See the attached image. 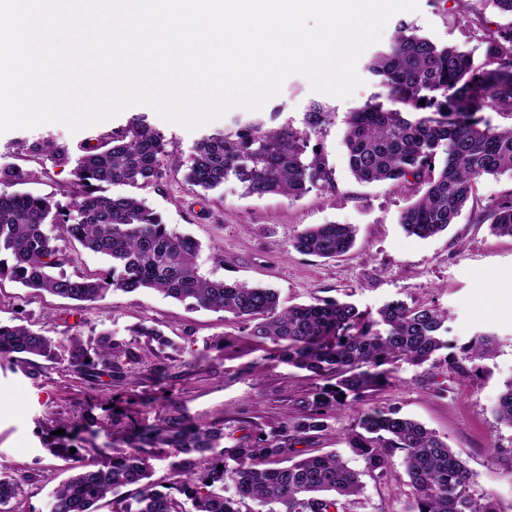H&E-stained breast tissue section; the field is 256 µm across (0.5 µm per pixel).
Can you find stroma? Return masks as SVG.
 Listing matches in <instances>:
<instances>
[{
    "label": "stroma",
    "mask_w": 512,
    "mask_h": 512,
    "mask_svg": "<svg viewBox=\"0 0 512 512\" xmlns=\"http://www.w3.org/2000/svg\"><path fill=\"white\" fill-rule=\"evenodd\" d=\"M416 13L399 20L441 44L469 51L475 64L485 61L484 35L512 25L490 0H419ZM379 92L366 80L350 97L330 98L331 125L312 137L333 171L334 185L315 188L297 200L270 194L245 195L233 181L202 193L184 179L183 165L194 143L206 133L232 127L248 110H231L201 128L187 130L160 122L170 151L168 172L142 197L165 223L202 245L198 263L213 279L238 280L275 288L281 305L304 304L316 298L348 300L365 312H376L392 300L426 304L450 316L448 339L467 343L485 332L496 348L479 373H461L443 365L434 369L400 365L397 372L364 403L342 408L330 418L326 434L297 444L300 456L333 451L348 467L360 471L362 457L347 437L365 413L394 409L436 431L475 475L476 495L493 497L498 512H512V458L497 456L493 446L512 448V429L498 424L494 407L505 381L512 378V238L490 234L488 224L473 222L463 212L457 224L440 235L420 239L407 235L401 212L416 193L403 183L368 185L349 172L343 146L345 120ZM309 81L289 77L281 92L258 116L267 126L301 121L315 100ZM130 111L73 134L59 124L13 130L0 135V166L19 167L24 183L5 185L37 195H62L72 168L43 156L22 152V143L54 139L78 154L85 139L125 124ZM352 224L354 248L325 260L296 252L291 242L316 224ZM0 322L32 326L43 335L62 339L111 333L151 361L174 364L171 378L157 383L150 370L132 376L88 379L55 359L36 357L31 364L0 360V471L24 476L12 512H49L54 489L66 479L65 458L48 444L55 430L75 459L100 464L93 447L105 446L113 429H130L165 414L197 422H220L225 432L240 428L270 432L287 416L300 412V402L319 387L307 372L268 356L240 323L223 313L197 308L150 290H114L84 305L0 281ZM159 329L172 342L162 349L137 326ZM94 418L96 433L81 432L79 423ZM411 489L401 463H394L385 482L366 481L351 512H402Z\"/></svg>",
    "instance_id": "stroma-1"
}]
</instances>
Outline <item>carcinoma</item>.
<instances>
[{
    "mask_svg": "<svg viewBox=\"0 0 512 512\" xmlns=\"http://www.w3.org/2000/svg\"><path fill=\"white\" fill-rule=\"evenodd\" d=\"M486 65L456 46H439L399 23L390 43L367 53L364 70L377 79L385 98L348 114L344 144L349 170L362 183L403 182L423 188L399 217L418 238L440 234L458 223L483 177L512 173V125L501 127L487 112L512 116V26L485 34ZM425 104H420V101ZM334 112L312 101L301 125L287 121L268 128L259 119L201 137L186 165L185 180L208 192L229 181L245 194H279L296 200L311 189L330 188L332 171L312 137L332 124ZM164 135L144 114L126 125L85 140L73 168L67 203L53 196L0 193V281L79 303L109 290L149 289L178 301L190 300L224 313L248 328L274 356L327 384L309 393L303 415L291 417L268 435L250 433L224 446V424H202L169 416L131 432H112V454L97 467L75 462L54 491L51 512H96L112 495V512H242L255 501L259 512H349L365 485L360 473L334 452L298 457L292 442L328 430L331 413L360 403L402 362L421 366L437 352L443 362L476 372L490 356L494 338L479 334L457 347L443 339L448 313L434 307L391 301L377 316L337 300L282 307L272 288L211 279L197 262L199 243L181 233L148 204L129 193L105 195L102 185L143 189L161 180L168 151ZM56 163H68V147L34 142L27 147ZM497 237H512V193L496 197L476 216ZM70 239L111 265L70 276L63 268L75 256L57 241ZM351 224H318L300 232L292 247L324 259L351 250ZM60 354L78 373L103 369L123 373L119 358L136 365L140 356L103 333L85 341L77 335L54 340L23 324L0 323V358ZM499 424L512 428V378L496 407ZM349 446L362 456L366 474L384 479L401 455L412 488L408 512H497L492 500L472 493L474 474L434 431L396 411L365 414ZM155 448H168L174 480L161 491L149 482ZM23 476L0 474V512L22 490ZM234 493L224 495V483ZM134 487L124 497L121 489Z\"/></svg>",
    "mask_w": 512,
    "mask_h": 512,
    "instance_id": "cac0c4a2",
    "label": "carcinoma"
}]
</instances>
